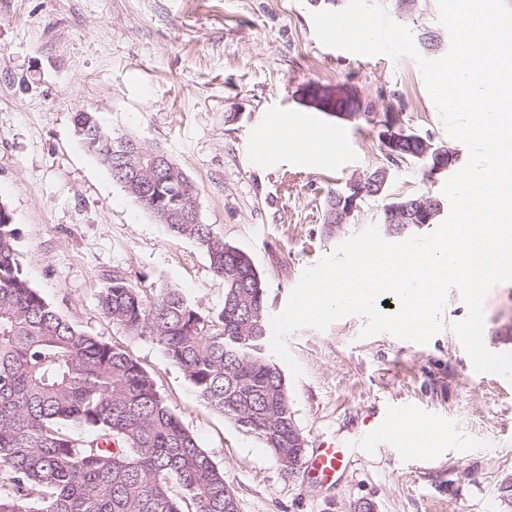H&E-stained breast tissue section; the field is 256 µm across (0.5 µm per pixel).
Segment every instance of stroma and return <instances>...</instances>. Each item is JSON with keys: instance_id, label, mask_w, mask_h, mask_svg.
<instances>
[{"instance_id": "35a3bbf8", "label": "stroma", "mask_w": 512, "mask_h": 512, "mask_svg": "<svg viewBox=\"0 0 512 512\" xmlns=\"http://www.w3.org/2000/svg\"><path fill=\"white\" fill-rule=\"evenodd\" d=\"M412 34L440 38L437 0L405 12L380 0ZM314 0H0V198L20 230L31 285L88 332L127 347L183 424L224 469L239 512H512L501 485L512 477V383L471 370L454 323L468 309L450 291L443 329L418 345L388 334L361 338L349 316L304 328L288 347L303 370L288 399L308 449L336 441L347 466L335 484L310 469L281 471L262 443L199 398L161 349L118 332L97 294L112 274L145 288L169 285L200 307H219L224 283L195 243L170 237L83 148L74 117L88 110L113 134L166 151L198 189L204 223L248 252L267 289V313L286 304L303 270L371 225L369 201L347 224L323 222L330 192L387 169L393 198L443 199L445 175L388 159L376 119L397 112L434 144L450 138L416 62L324 47ZM346 88L373 122L343 120L305 99L308 88ZM305 126L315 164L295 167L274 140ZM270 156L264 167L255 152ZM487 347L512 351V283L484 301ZM403 430L373 449L381 423Z\"/></svg>"}]
</instances>
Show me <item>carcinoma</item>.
<instances>
[{
    "mask_svg": "<svg viewBox=\"0 0 512 512\" xmlns=\"http://www.w3.org/2000/svg\"><path fill=\"white\" fill-rule=\"evenodd\" d=\"M75 126L87 151L177 239L197 243L224 282L214 310L178 288L114 275L97 295L112 327L150 341L198 396L257 438L288 472L298 432L283 371L268 353L266 284L252 257L202 221L196 187L165 151L103 131L93 112ZM427 169L410 143L388 152ZM381 200L394 233L420 227L414 198ZM408 211L387 223V209ZM20 231L0 200V512H238L218 466L127 349L93 335L31 286Z\"/></svg>",
    "mask_w": 512,
    "mask_h": 512,
    "instance_id": "1",
    "label": "carcinoma"
}]
</instances>
